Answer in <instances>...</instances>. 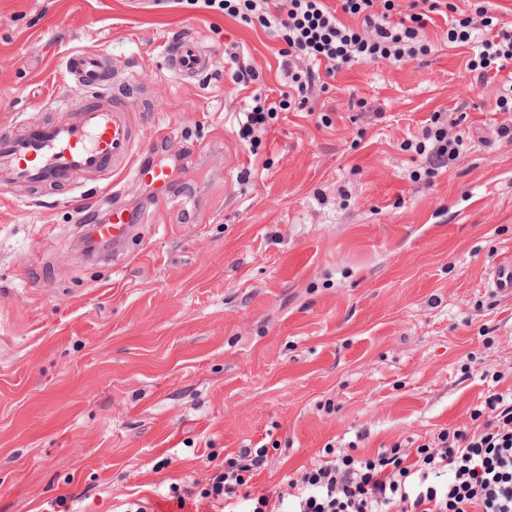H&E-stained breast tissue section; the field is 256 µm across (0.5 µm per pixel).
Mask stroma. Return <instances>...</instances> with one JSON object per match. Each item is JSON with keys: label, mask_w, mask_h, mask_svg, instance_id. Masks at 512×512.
Here are the masks:
<instances>
[{"label": "stroma", "mask_w": 512, "mask_h": 512, "mask_svg": "<svg viewBox=\"0 0 512 512\" xmlns=\"http://www.w3.org/2000/svg\"><path fill=\"white\" fill-rule=\"evenodd\" d=\"M446 30L427 23L430 55L337 72L253 145L239 112L283 88L262 29L163 0H0V131L61 118L67 56L98 51L144 87L124 97L136 126L174 122L167 150L193 172L165 207L129 177L83 212L68 184L0 188V512H181L171 487L262 445L258 494L328 447L434 444L512 389V297L486 286L512 254L495 106L512 63L477 84ZM180 34L207 75L169 68ZM436 111L466 148L428 179L402 145ZM136 201L122 265L87 254L86 225Z\"/></svg>", "instance_id": "1"}]
</instances>
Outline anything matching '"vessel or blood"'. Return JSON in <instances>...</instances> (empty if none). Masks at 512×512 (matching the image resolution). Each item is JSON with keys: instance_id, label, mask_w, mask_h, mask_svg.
<instances>
[{"instance_id": "1", "label": "vessel or blood", "mask_w": 512, "mask_h": 512, "mask_svg": "<svg viewBox=\"0 0 512 512\" xmlns=\"http://www.w3.org/2000/svg\"><path fill=\"white\" fill-rule=\"evenodd\" d=\"M166 58L172 70L188 77L204 74L212 66L207 50L188 36L169 41ZM63 76L79 93L78 98L60 102L64 120L28 122L0 132V185L48 187L88 177L102 184L128 172L151 188L157 204L169 203L170 173L158 163L138 164L136 128L118 101L117 89L131 84V76L98 52L71 55ZM129 228V213L116 206L108 221L99 224L98 233L117 248ZM487 285L497 293L512 294L511 258L489 271Z\"/></svg>"}]
</instances>
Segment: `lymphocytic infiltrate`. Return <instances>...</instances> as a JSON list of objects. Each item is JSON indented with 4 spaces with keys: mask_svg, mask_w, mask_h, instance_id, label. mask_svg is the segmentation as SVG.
I'll return each instance as SVG.
<instances>
[{
    "mask_svg": "<svg viewBox=\"0 0 512 512\" xmlns=\"http://www.w3.org/2000/svg\"><path fill=\"white\" fill-rule=\"evenodd\" d=\"M421 0L393 20L395 0H172L192 12H214L259 24L278 43L288 79L279 100L257 99L245 112L241 139H254L277 114L303 108L322 78L362 63L403 62L431 53L421 34ZM360 18L353 26L352 18ZM448 41L472 48L477 82L512 60V29L497 28L486 7L448 20ZM462 136L434 113L414 145L427 176L455 160ZM473 427L441 431L436 446L386 448L361 458L326 449L286 488L251 497L244 512H512V393H493L473 413ZM266 448L227 454L201 492L215 512L238 509L239 489L265 465Z\"/></svg>",
    "mask_w": 512,
    "mask_h": 512,
    "instance_id": "obj_1",
    "label": "lymphocytic infiltrate"
}]
</instances>
